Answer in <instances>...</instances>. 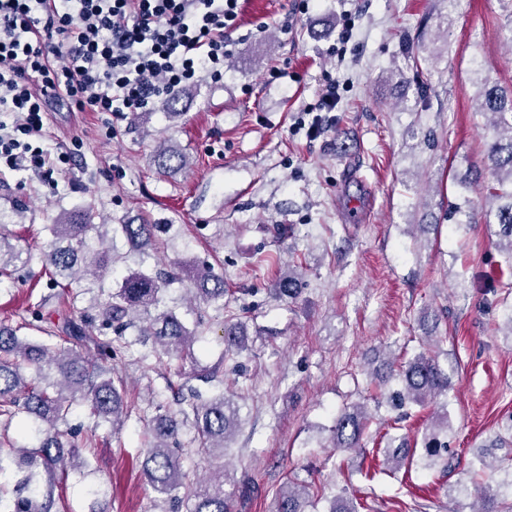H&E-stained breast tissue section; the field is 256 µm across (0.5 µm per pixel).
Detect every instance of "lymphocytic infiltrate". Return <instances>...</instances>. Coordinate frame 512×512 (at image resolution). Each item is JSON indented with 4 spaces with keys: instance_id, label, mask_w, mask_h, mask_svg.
Masks as SVG:
<instances>
[{
    "instance_id": "obj_1",
    "label": "lymphocytic infiltrate",
    "mask_w": 512,
    "mask_h": 512,
    "mask_svg": "<svg viewBox=\"0 0 512 512\" xmlns=\"http://www.w3.org/2000/svg\"><path fill=\"white\" fill-rule=\"evenodd\" d=\"M243 0H0V165L52 177L36 141L47 100L81 112L150 109L220 79Z\"/></svg>"
}]
</instances>
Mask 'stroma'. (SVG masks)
<instances>
[{"label": "stroma", "mask_w": 512, "mask_h": 512, "mask_svg": "<svg viewBox=\"0 0 512 512\" xmlns=\"http://www.w3.org/2000/svg\"><path fill=\"white\" fill-rule=\"evenodd\" d=\"M245 0L224 78L179 89L180 117L162 108L80 112L50 106L41 145L57 155L52 178L0 169V222L33 258L0 280V321L17 324L48 291L41 248L49 223L89 208L93 223L176 224L167 260H220L229 290L193 357L160 360L129 341L114 359L140 406L202 388L199 370L222 365L224 392L242 425L224 466L247 482L235 512H275L288 480L306 482L319 512L341 490L360 512H448L476 496L467 477L477 455L512 417V338L500 330L512 284L498 278L507 256L481 217L444 220L448 205L479 200L489 185L461 180L484 166L494 131L475 109L484 85L512 87V0ZM348 42H340L342 30ZM420 64L430 89L420 93ZM339 85L332 126L308 136L299 120ZM434 148H426V132ZM172 141L187 167L157 174L155 147ZM25 205L17 215V205ZM300 266L297 300L278 298L275 275ZM447 308L437 328L452 366L448 469H422L431 407L405 423L417 458L378 472L375 450L396 413L374 412L364 451L330 448L344 406L369 403L394 357L412 355L424 312ZM239 323L246 350H224ZM144 424L99 428L61 490L68 512H89L86 489L101 485L105 512H164L141 475ZM376 471L373 480L362 467Z\"/></svg>", "instance_id": "35a3bbf8"}]
</instances>
